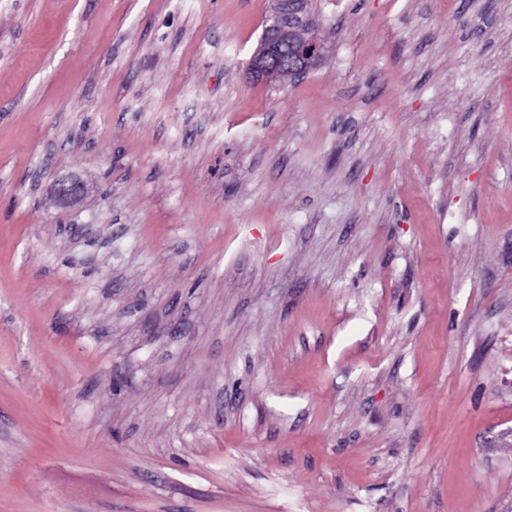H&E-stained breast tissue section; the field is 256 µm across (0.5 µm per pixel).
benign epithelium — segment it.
Returning <instances> with one entry per match:
<instances>
[{
	"instance_id": "benign-epithelium-1",
	"label": "benign epithelium",
	"mask_w": 512,
	"mask_h": 512,
	"mask_svg": "<svg viewBox=\"0 0 512 512\" xmlns=\"http://www.w3.org/2000/svg\"><path fill=\"white\" fill-rule=\"evenodd\" d=\"M258 46L249 64L257 81L283 77L299 78L316 67L325 51L319 22L309 15L302 0H273ZM55 199L69 206L84 194V185L62 179L52 188Z\"/></svg>"
}]
</instances>
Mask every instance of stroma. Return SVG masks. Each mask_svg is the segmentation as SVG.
<instances>
[{
  "label": "stroma",
  "mask_w": 512,
  "mask_h": 512,
  "mask_svg": "<svg viewBox=\"0 0 512 512\" xmlns=\"http://www.w3.org/2000/svg\"><path fill=\"white\" fill-rule=\"evenodd\" d=\"M271 8L0 0V512H512V0ZM302 1L273 0V10L250 60L252 79L299 78L319 64L325 51L320 24L306 12ZM84 185L74 179L58 180L52 188L55 199L64 206H69L80 199L84 194Z\"/></svg>",
  "instance_id": "obj_1"
}]
</instances>
